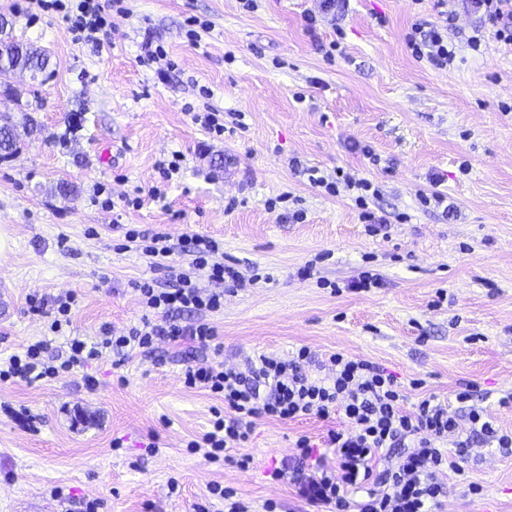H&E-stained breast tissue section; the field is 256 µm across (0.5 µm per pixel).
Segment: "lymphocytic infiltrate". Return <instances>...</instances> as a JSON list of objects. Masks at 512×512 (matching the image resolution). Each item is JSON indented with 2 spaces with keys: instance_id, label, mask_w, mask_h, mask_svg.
Masks as SVG:
<instances>
[{
  "instance_id": "obj_1",
  "label": "lymphocytic infiltrate",
  "mask_w": 512,
  "mask_h": 512,
  "mask_svg": "<svg viewBox=\"0 0 512 512\" xmlns=\"http://www.w3.org/2000/svg\"><path fill=\"white\" fill-rule=\"evenodd\" d=\"M42 10L63 13L72 24L76 40L102 47L107 17L102 0H34ZM409 44L413 53L427 57L441 67L452 66L455 48L438 29L412 28ZM314 186L335 194L345 189L356 192L360 219L369 231L386 229L388 220L368 207V181H355L341 175L334 179L319 177ZM191 258L189 268L173 265L175 250ZM153 268L165 270L177 283L176 288H156L154 280L134 282L133 290L146 310L141 326L115 336L103 331L96 342L80 337L68 341V354L62 362L47 355L44 340L29 344L23 353L0 364V382L54 379L109 352L151 348L157 337L173 342L188 340L209 346L215 331L205 315L224 304L220 292L201 289L195 279L197 271H207L215 282H240L239 271L224 262L219 242L197 234L183 235L179 247H172L165 234H152L142 248ZM179 311L196 314L195 322L175 320ZM165 317L166 325L152 323V315ZM308 347H300L292 358L263 355L258 365L241 372L221 364H189L183 375L186 387L205 389L224 402L223 415L217 416L211 431L194 442V450L203 451L212 462L229 459L231 451L249 440L260 417L291 421L304 416L330 418L342 414L346 426L328 430L322 443L310 436H299L297 448L289 461L274 468L272 480H288L298 500L313 512H436L447 492L448 474H462L469 448L476 442L512 447V434L500 433L483 409L472 406L471 393L458 392L457 399L469 403L466 415L468 430H460L455 416L449 415L436 396L421 398L414 411H406V396L395 375L380 364L354 360L343 353L331 354L325 361L327 377L311 379L302 371L315 362ZM335 449L336 465H322L315 451L318 445Z\"/></svg>"
}]
</instances>
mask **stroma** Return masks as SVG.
Instances as JSON below:
<instances>
[{"label": "stroma", "instance_id": "stroma-1", "mask_svg": "<svg viewBox=\"0 0 512 512\" xmlns=\"http://www.w3.org/2000/svg\"><path fill=\"white\" fill-rule=\"evenodd\" d=\"M126 5L99 52L74 43L58 15L0 0L8 32L49 55L38 76L0 75V112L37 124L18 152L0 154V360L41 338L58 355L71 337L93 342L103 327L119 334L140 323L132 282H175L129 246L130 229L166 232L174 245L186 233L219 240L245 284L225 289L223 308L208 314L210 347L161 337L83 374L0 385V512H83L86 499L101 500L99 512H193L213 482L254 512L269 500L299 512L288 481L268 475L297 437L320 440L340 416L259 418L240 447L249 468L212 463L188 444L223 403L185 387L191 361L244 372L263 354L341 352L387 368L409 403L433 394L455 415L457 392L471 385L474 404L511 434L512 45L489 33L471 50L479 18L464 0H344L328 13L320 0H257L252 11L242 0ZM192 16L211 24L195 44ZM419 19L456 46L453 67L412 55L406 35ZM148 36L173 64L167 82L139 60ZM207 107L224 115L221 138L191 119ZM176 151L181 173L168 180L158 164ZM310 170L373 182L370 206L388 217L387 231L368 233L351 195L314 187ZM434 174L443 208L420 200ZM62 182L71 195L59 193ZM284 192L303 222L269 210ZM366 272L381 287L347 290ZM66 291L80 301L55 334L29 298ZM447 483L441 512H512V453L474 444L465 476ZM58 486L66 498L54 497Z\"/></svg>", "mask_w": 512, "mask_h": 512}]
</instances>
